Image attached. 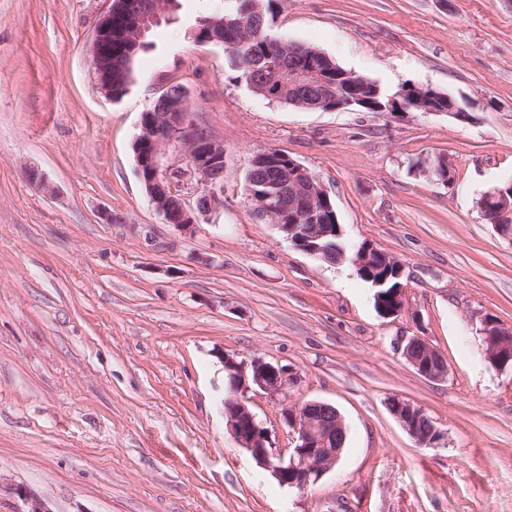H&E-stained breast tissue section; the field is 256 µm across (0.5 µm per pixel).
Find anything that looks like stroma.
<instances>
[{
  "mask_svg": "<svg viewBox=\"0 0 512 512\" xmlns=\"http://www.w3.org/2000/svg\"><path fill=\"white\" fill-rule=\"evenodd\" d=\"M232 5L182 0L113 101L91 58L107 0H0V484L51 512H512V372L482 334L487 316L512 329V235L477 207L512 183V0H278L276 38L388 92L448 93L464 120L270 102L188 34ZM172 85L224 146V204L190 235L150 203L132 151ZM272 150L319 179L348 245L402 264L397 316L377 313L350 262L254 219L247 169ZM439 158L451 183L419 168ZM412 336L447 358L446 380L406 362ZM227 354L290 373L283 393L250 395L278 453L285 409L339 411L345 448L316 484L280 485L235 443ZM396 397L434 421L438 445L415 442Z\"/></svg>",
  "mask_w": 512,
  "mask_h": 512,
  "instance_id": "stroma-1",
  "label": "stroma"
}]
</instances>
